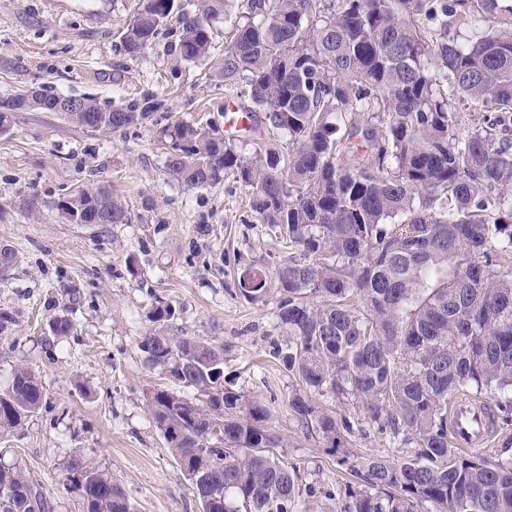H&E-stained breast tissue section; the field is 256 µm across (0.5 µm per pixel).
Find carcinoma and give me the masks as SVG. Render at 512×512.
<instances>
[{
	"label": "carcinoma",
	"mask_w": 512,
	"mask_h": 512,
	"mask_svg": "<svg viewBox=\"0 0 512 512\" xmlns=\"http://www.w3.org/2000/svg\"><path fill=\"white\" fill-rule=\"evenodd\" d=\"M476 11L486 30L458 41ZM172 15L176 58L211 61L210 77L229 91L244 86L249 112L288 137L287 153L247 158L211 126L160 130L175 181L192 190L232 174L252 188L256 220L293 250L272 270L247 266L239 276L253 302L269 278L277 285L276 320L288 336L277 355L299 380L293 416L333 445L365 433L309 398L330 392L414 449L353 464L364 487L349 492L345 512H512L508 449L463 455L448 436V401L459 394L512 419V145L496 133L512 122V0H136L120 51L141 56ZM221 16L235 33L216 56L212 23ZM421 16L446 37L428 41ZM29 93L0 99L1 134ZM459 100L496 116L462 131ZM75 102L64 118L89 132L92 122L142 125L162 107L151 94L109 107ZM56 206L68 224L100 207L109 224L130 220L104 186L79 188ZM148 320L139 343L147 362L202 395L193 402L155 389L146 407L175 457L195 462L203 512H297L313 490L273 452L282 439L268 409L217 391L224 347L171 333L175 309L160 300ZM72 329L64 308L52 332ZM44 398L36 371L16 366L0 391V437ZM220 407L218 434L190 417ZM61 484L85 512L132 510L125 490L80 452ZM0 512H46L39 483L17 466H0Z\"/></svg>",
	"instance_id": "1"
}]
</instances>
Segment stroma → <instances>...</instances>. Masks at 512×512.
Wrapping results in <instances>:
<instances>
[{"instance_id":"1","label":"stroma","mask_w":512,"mask_h":512,"mask_svg":"<svg viewBox=\"0 0 512 512\" xmlns=\"http://www.w3.org/2000/svg\"><path fill=\"white\" fill-rule=\"evenodd\" d=\"M134 7V0H0V97L40 85L103 103L149 93L162 103L158 119L223 126V83L204 63H176L171 36L136 58L119 51ZM92 184L124 200L129 223L64 222L57 200ZM251 193L229 173L207 188L182 186L152 125L90 133L58 112H21L0 134V244L19 256L0 280V390L21 363L46 390L41 408L0 439V465L40 479L48 512H84L60 483L79 451L112 474L135 512H200L146 409L153 389L173 386L138 348L159 300L175 308L180 335L223 346L225 389L266 405L268 425L284 441L278 456L315 490L301 512H323L329 493L344 508L355 483L351 462L405 457L375 431L353 434L330 453L294 419L288 398L297 381L274 354L286 339L276 298L250 302L237 290L241 267L271 268L288 257L286 244L253 218ZM199 224L207 235L196 233ZM65 306L75 326L57 337L50 324Z\"/></svg>"}]
</instances>
